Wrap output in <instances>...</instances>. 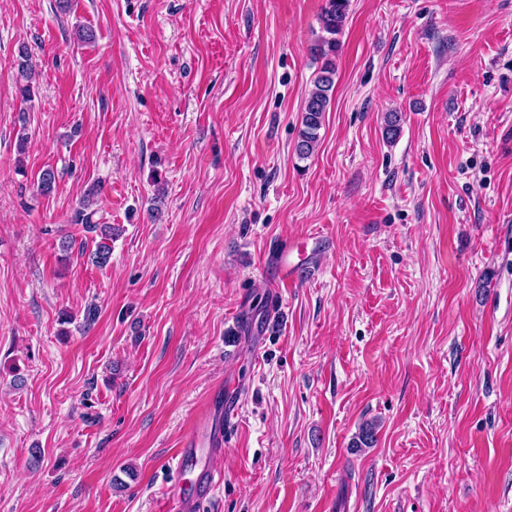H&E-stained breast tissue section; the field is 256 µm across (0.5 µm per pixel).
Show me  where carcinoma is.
<instances>
[{
	"mask_svg": "<svg viewBox=\"0 0 512 512\" xmlns=\"http://www.w3.org/2000/svg\"><path fill=\"white\" fill-rule=\"evenodd\" d=\"M349 0H324L319 21L321 35L310 47L312 55L321 61L313 88L306 98L301 113V128L294 143V153L300 159L311 157L320 140L319 131L323 126L325 112L330 104L336 79V56L341 49L339 36L347 18ZM19 91L22 102L32 101L33 83L28 63L26 48L19 50L18 60ZM402 113L391 111L385 113L383 133L386 139H395L400 131ZM95 187H90L79 208L75 212V223L83 224L91 233L100 235L102 242L98 243L94 253L95 262L101 266L107 264L111 256V246L108 241L117 234L118 228L105 224L95 218L97 211L93 208ZM377 424L374 421L365 422L359 428L355 437L354 447L370 448L376 441Z\"/></svg>",
	"mask_w": 512,
	"mask_h": 512,
	"instance_id": "cac0c4a2",
	"label": "carcinoma"
}]
</instances>
